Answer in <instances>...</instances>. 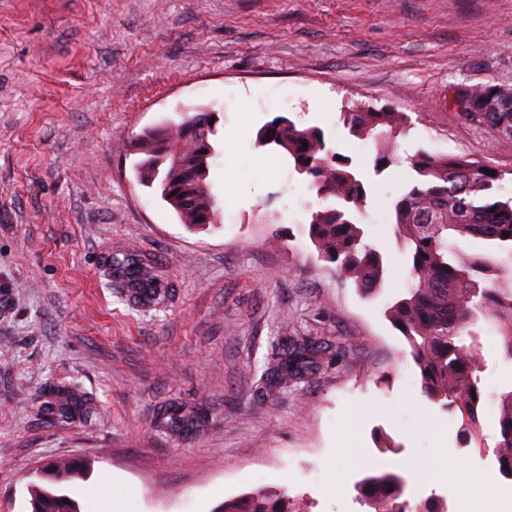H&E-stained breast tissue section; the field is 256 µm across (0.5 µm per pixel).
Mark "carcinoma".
Wrapping results in <instances>:
<instances>
[{"label": "carcinoma", "mask_w": 512, "mask_h": 512, "mask_svg": "<svg viewBox=\"0 0 512 512\" xmlns=\"http://www.w3.org/2000/svg\"><path fill=\"white\" fill-rule=\"evenodd\" d=\"M471 112L465 120L512 140V85L490 81L467 87ZM205 112H192L180 122L155 130L132 153L140 185L154 188L181 223H214L219 202L209 179L220 154L219 128L208 138L192 124ZM344 122L357 137L372 139L379 151L375 172L399 162L394 144L407 129L402 112L372 109L352 103ZM261 147L281 153L296 173L309 178L323 206L311 212L308 236L320 257L335 264L339 278L361 293L381 288L388 268L376 248L363 240L358 216L367 205V189L352 160L328 145L318 127L300 128L285 116L266 122L256 134ZM415 177L393 202L394 230L409 258V286L404 297L389 308V318L400 323L410 355L418 369L423 393L440 407L461 417L460 447L465 448L480 429L483 363L477 323L499 325L502 355L512 362V197L492 194L494 183L506 172L466 155L419 152L408 157ZM458 236L481 238L492 246L489 254L463 257L451 240ZM107 276L121 279L133 298L144 306L158 301L152 266L135 253L105 259ZM319 346L300 337L282 349L271 371L278 383H288L313 364ZM40 414L51 423L75 421L90 424L96 418L94 395L77 382L52 384L39 396ZM204 417L192 406L171 402L160 407L154 428L172 436L198 430ZM498 440L494 457L500 476L512 480V389L500 395ZM69 477L56 465L46 480L54 488L36 487L30 512H78L76 503L55 488ZM405 478L380 469L365 475L357 485L358 500L367 512H395L402 499ZM223 512H289L286 493L258 490L224 502Z\"/></svg>", "instance_id": "obj_1"}]
</instances>
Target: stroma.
<instances>
[{"mask_svg":"<svg viewBox=\"0 0 512 512\" xmlns=\"http://www.w3.org/2000/svg\"><path fill=\"white\" fill-rule=\"evenodd\" d=\"M489 81L512 83V0H0V512H30L39 471L64 459L90 466L64 485L80 512H219L263 487L286 489L294 512H364L356 474L393 467L407 491L466 512L412 468L438 441L457 450L461 421L419 396L386 316L409 280L391 204L412 171L375 173L374 141L352 136L342 110L405 113L400 155L510 172L512 140L448 104L451 88ZM200 108L226 130L210 173L222 211L191 230L137 184L129 147ZM278 114L320 127L360 168V222L389 269L376 292L318 258L307 228L320 199L255 141ZM130 250L158 274L154 306L103 273ZM296 336L325 355L270 386ZM482 342L483 431L466 460L493 480L512 363L494 326ZM69 381L93 392L92 424L38 413L44 387ZM171 402L197 407L203 427L155 431Z\"/></svg>","mask_w":512,"mask_h":512,"instance_id":"obj_1","label":"stroma"}]
</instances>
